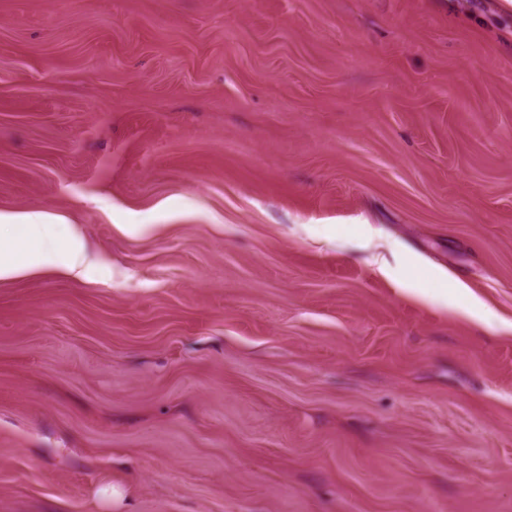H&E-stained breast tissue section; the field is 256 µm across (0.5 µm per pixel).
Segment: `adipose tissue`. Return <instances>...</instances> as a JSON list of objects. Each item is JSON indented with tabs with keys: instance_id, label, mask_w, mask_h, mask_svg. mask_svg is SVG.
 <instances>
[{
	"instance_id": "obj_1",
	"label": "adipose tissue",
	"mask_w": 512,
	"mask_h": 512,
	"mask_svg": "<svg viewBox=\"0 0 512 512\" xmlns=\"http://www.w3.org/2000/svg\"><path fill=\"white\" fill-rule=\"evenodd\" d=\"M63 218L47 213L0 212V279L50 269L71 276L103 267Z\"/></svg>"
}]
</instances>
